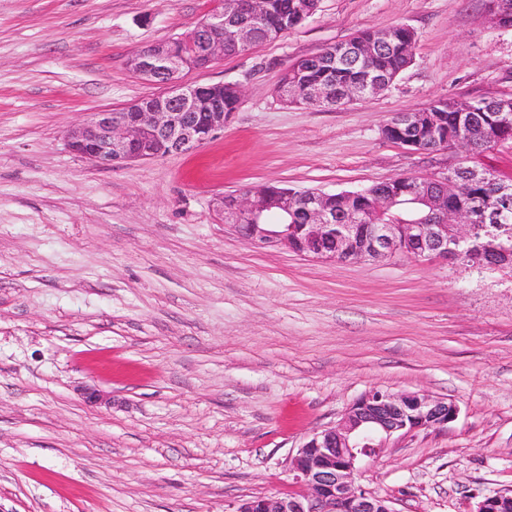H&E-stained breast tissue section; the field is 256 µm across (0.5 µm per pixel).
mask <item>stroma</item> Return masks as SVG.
I'll list each match as a JSON object with an SVG mask.
<instances>
[{
  "label": "stroma",
  "mask_w": 512,
  "mask_h": 512,
  "mask_svg": "<svg viewBox=\"0 0 512 512\" xmlns=\"http://www.w3.org/2000/svg\"><path fill=\"white\" fill-rule=\"evenodd\" d=\"M212 0H0V512H234L290 491L288 460L372 389L458 408L392 438L357 484L396 512H475L512 489V272L258 248L223 194H333L449 155L384 139L439 99L512 95L486 0H318L275 41L184 83L242 103L209 143L109 169L66 134L160 93L127 60ZM416 34L411 65L341 107L285 102L283 70L357 30Z\"/></svg>",
  "instance_id": "obj_1"
}]
</instances>
